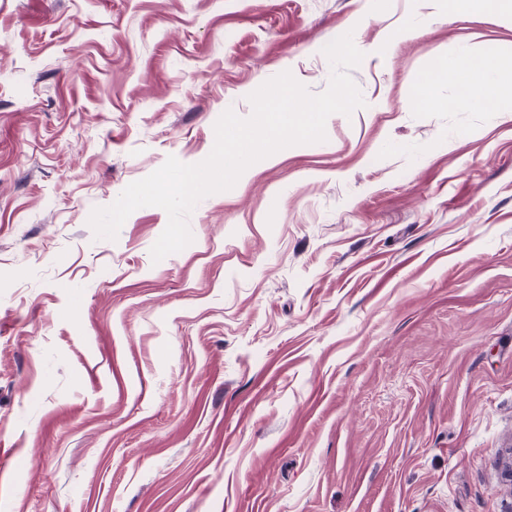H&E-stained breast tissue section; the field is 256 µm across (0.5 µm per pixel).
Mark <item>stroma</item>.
<instances>
[{
	"mask_svg": "<svg viewBox=\"0 0 512 512\" xmlns=\"http://www.w3.org/2000/svg\"><path fill=\"white\" fill-rule=\"evenodd\" d=\"M326 141L116 240L94 208L288 71ZM495 58L481 0H0V512H512V106L419 104Z\"/></svg>",
	"mask_w": 512,
	"mask_h": 512,
	"instance_id": "stroma-1",
	"label": "stroma"
}]
</instances>
